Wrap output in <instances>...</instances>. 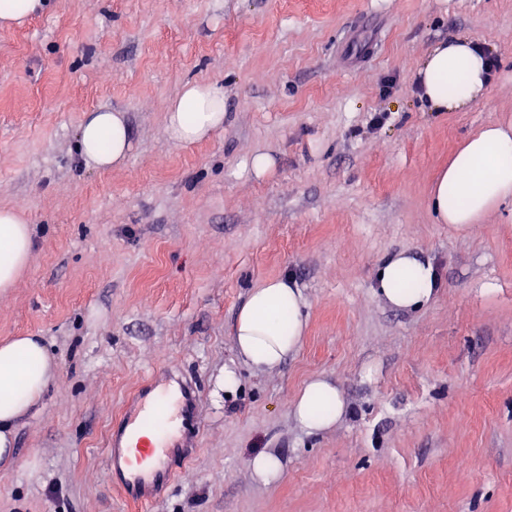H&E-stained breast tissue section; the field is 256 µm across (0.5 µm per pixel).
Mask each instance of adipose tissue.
<instances>
[{
  "label": "adipose tissue",
  "instance_id": "1",
  "mask_svg": "<svg viewBox=\"0 0 512 512\" xmlns=\"http://www.w3.org/2000/svg\"><path fill=\"white\" fill-rule=\"evenodd\" d=\"M418 94L429 111L452 112L470 106L487 87L482 48L464 38L435 46L421 61ZM224 95L214 86L186 84L168 109L171 137L193 143L222 129ZM131 148L129 129L116 112L85 113L79 150L86 163L107 168L123 162ZM512 200V131L491 122L470 135L435 179L431 207L441 224H476L494 207ZM32 248L24 214L0 209V288L14 287L26 270ZM378 292L395 308L413 310L429 302L439 287L433 265L401 251L380 264ZM307 316L294 280L272 278L251 288L234 322L242 359L252 368L272 370L294 355ZM55 377V364L40 337L16 336L0 342V460H10L14 426L41 399ZM346 408L338 387L309 379L294 402V415L310 431L333 425Z\"/></svg>",
  "mask_w": 512,
  "mask_h": 512
}]
</instances>
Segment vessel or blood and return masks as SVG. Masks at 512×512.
Returning <instances> with one entry per match:
<instances>
[{"mask_svg":"<svg viewBox=\"0 0 512 512\" xmlns=\"http://www.w3.org/2000/svg\"><path fill=\"white\" fill-rule=\"evenodd\" d=\"M193 389L151 384L139 391L131 404L123 428L112 435L108 448V462L112 475L120 479L124 495L134 502L156 496L167 485L174 473L175 450L168 437L151 443L136 439L138 431L151 423L179 420L183 432H190L197 424Z\"/></svg>","mask_w":512,"mask_h":512,"instance_id":"vessel-or-blood-1","label":"vessel or blood"}]
</instances>
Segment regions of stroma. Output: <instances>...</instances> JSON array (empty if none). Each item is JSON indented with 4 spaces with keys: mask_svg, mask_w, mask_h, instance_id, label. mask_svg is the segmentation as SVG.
Returning a JSON list of instances; mask_svg holds the SVG:
<instances>
[{
    "mask_svg": "<svg viewBox=\"0 0 512 512\" xmlns=\"http://www.w3.org/2000/svg\"><path fill=\"white\" fill-rule=\"evenodd\" d=\"M458 37L497 71L466 110L428 111L419 63ZM193 81L223 92L224 126L182 144L167 110ZM98 109L133 142L107 170L79 153ZM490 122L512 126V0H48L0 24V207L33 235L0 342L42 337L56 363L0 464V512H512V201L440 224L429 197ZM401 250L440 277L415 310L375 293ZM275 277L301 288L307 329L260 371L233 323ZM156 370L196 386L199 433L134 504L107 448ZM315 376L346 410L310 432L293 404ZM259 453L277 479L255 476Z\"/></svg>",
    "mask_w": 512,
    "mask_h": 512,
    "instance_id": "obj_1",
    "label": "stroma"
}]
</instances>
